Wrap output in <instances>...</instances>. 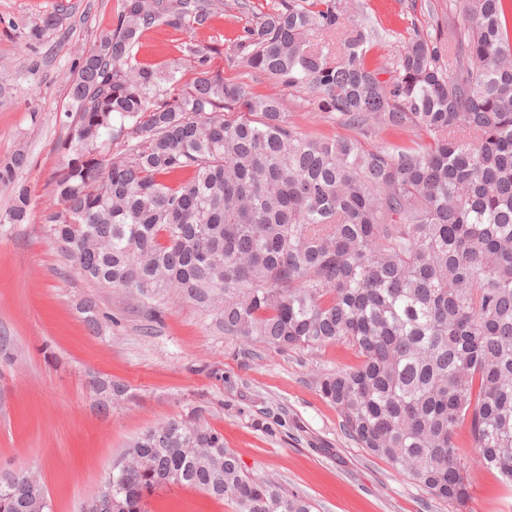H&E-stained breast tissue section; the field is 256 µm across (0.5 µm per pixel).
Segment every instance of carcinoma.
Listing matches in <instances>:
<instances>
[{
    "instance_id": "cac0c4a2",
    "label": "carcinoma",
    "mask_w": 512,
    "mask_h": 512,
    "mask_svg": "<svg viewBox=\"0 0 512 512\" xmlns=\"http://www.w3.org/2000/svg\"><path fill=\"white\" fill-rule=\"evenodd\" d=\"M460 0L447 47L416 33L390 64L366 56L379 33L340 0H279L244 30L241 63L366 137L411 131L425 145L365 149L305 135L281 98L253 95L183 51L198 77L138 63L156 27L187 33L221 0H120L112 30L68 81L67 137L43 213L49 239L96 284L154 300L176 295L219 314L224 335L278 350L344 345L358 363L317 386L347 434L433 497L459 504L473 473L512 486V10ZM45 17L28 32L56 28ZM339 37L336 58L316 32ZM23 151L0 166L23 224ZM458 448H471L460 455ZM100 483L144 512L165 486L235 512H312L313 503L242 468L224 435L172 418L127 446ZM43 485L0 477V512H48Z\"/></svg>"
}]
</instances>
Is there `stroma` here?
I'll list each match as a JSON object with an SVG mask.
<instances>
[{
	"instance_id": "1",
	"label": "stroma",
	"mask_w": 512,
	"mask_h": 512,
	"mask_svg": "<svg viewBox=\"0 0 512 512\" xmlns=\"http://www.w3.org/2000/svg\"><path fill=\"white\" fill-rule=\"evenodd\" d=\"M192 34L146 31L132 53L164 67L181 60L182 83L196 76L182 60L186 40L215 48L212 72L256 95L281 97L290 121L314 137H357L319 112L305 91L239 66L237 39L278 0H222ZM352 21H370L380 40L372 60L392 62L414 31L453 36L448 0H363ZM119 0H0V163L24 151L17 177L30 186L28 223L0 226V474L39 471L50 512H81L126 444L146 429L195 412L223 433L252 475L308 497L314 512H512V488L493 474L469 482L465 506L431 496L408 475L369 455L349 437L320 395L322 373L354 365L344 346L279 351L225 336L215 313L175 298L155 311L136 295L79 276L54 246L41 215L49 205L56 147L67 134L68 77L98 36L111 29ZM59 25L42 40L26 34L46 16ZM94 301L92 330L83 305ZM119 382L127 398L101 413L96 383ZM145 512H233L190 488L158 490Z\"/></svg>"
}]
</instances>
